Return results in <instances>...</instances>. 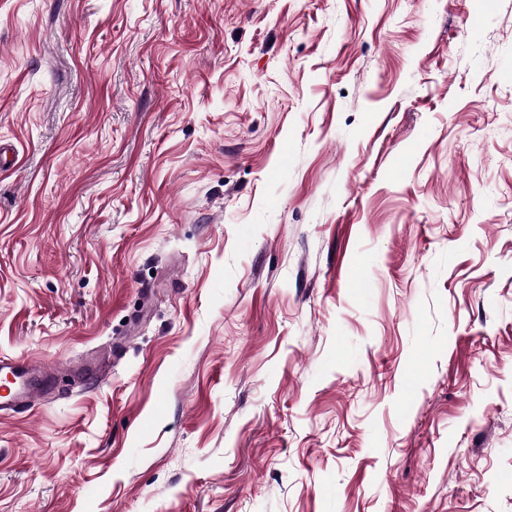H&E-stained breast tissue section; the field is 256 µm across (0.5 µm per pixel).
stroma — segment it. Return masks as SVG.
<instances>
[{
  "label": "stroma",
  "mask_w": 512,
  "mask_h": 512,
  "mask_svg": "<svg viewBox=\"0 0 512 512\" xmlns=\"http://www.w3.org/2000/svg\"><path fill=\"white\" fill-rule=\"evenodd\" d=\"M0 512H512V0H0ZM35 368L28 360H9L0 359V374L3 384L8 390L0 395V414L4 412H16L23 406L31 395L40 388V382L33 377ZM10 378L9 382L5 379Z\"/></svg>",
  "instance_id": "obj_1"
}]
</instances>
